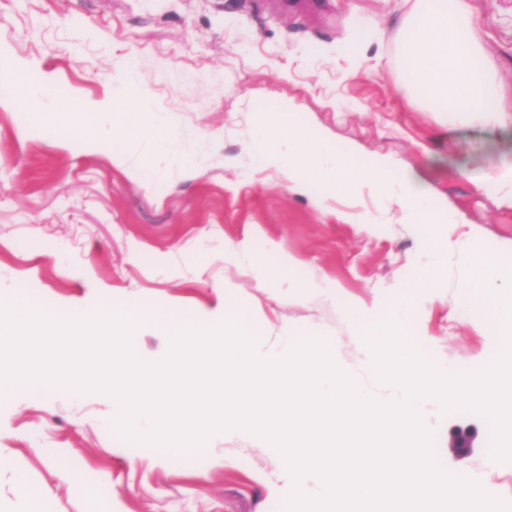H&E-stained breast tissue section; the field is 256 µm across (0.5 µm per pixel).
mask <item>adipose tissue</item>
Wrapping results in <instances>:
<instances>
[{
    "instance_id": "1",
    "label": "adipose tissue",
    "mask_w": 512,
    "mask_h": 512,
    "mask_svg": "<svg viewBox=\"0 0 512 512\" xmlns=\"http://www.w3.org/2000/svg\"><path fill=\"white\" fill-rule=\"evenodd\" d=\"M399 41L409 105L447 113L452 124L490 128L502 122L508 107L494 66L484 54L485 31L475 19L473 0H414L400 24ZM26 75L25 65L14 62L0 70V82L23 85L26 100L47 101V110L36 114L43 128L65 125L84 133L104 121L120 124L125 140L131 141L145 127L158 124L149 106H140L122 119L108 100L76 108L53 99L49 86H24ZM253 140L263 166L313 176L326 199L345 195L355 205L368 192L393 200L403 223L419 226L435 253L447 251L448 241L439 227L455 223L456 217L451 211L437 210L426 185L417 178L391 177L383 161L370 171L356 172L350 166L354 145L314 149L305 130L284 126L274 115L255 127Z\"/></svg>"
}]
</instances>
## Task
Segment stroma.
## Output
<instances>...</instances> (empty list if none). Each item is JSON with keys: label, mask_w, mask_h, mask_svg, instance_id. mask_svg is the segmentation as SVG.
Listing matches in <instances>:
<instances>
[{"label": "stroma", "mask_w": 512, "mask_h": 512, "mask_svg": "<svg viewBox=\"0 0 512 512\" xmlns=\"http://www.w3.org/2000/svg\"><path fill=\"white\" fill-rule=\"evenodd\" d=\"M486 54L512 101V0H474ZM411 0H0V58L31 65L34 82L74 101L148 102L164 118L163 149L145 132L118 151L111 135L44 130L0 90V292L25 288L74 314L108 302L176 321L222 318L225 298L253 313L266 337H326L337 362L372 392L348 306L390 302L432 265L415 225L351 224L349 202H318L287 172L258 165L251 138L271 113L321 148L352 144L353 169L386 161L423 181L452 211L447 282L420 289L415 340L432 360L476 371L499 349L494 313L467 323L449 304L461 247L512 259V202L478 183L512 170V121L490 130L449 125L409 107L396 28ZM468 177H459V168ZM249 246L252 264L237 258ZM280 270L276 284L258 269ZM112 404L55 388L0 403V512H284L271 492L282 460L230 437L196 457L159 463L154 449L116 454ZM487 423L440 414L437 448L474 433L461 459L482 469ZM36 494H28L27 485Z\"/></svg>", "instance_id": "stroma-1"}]
</instances>
